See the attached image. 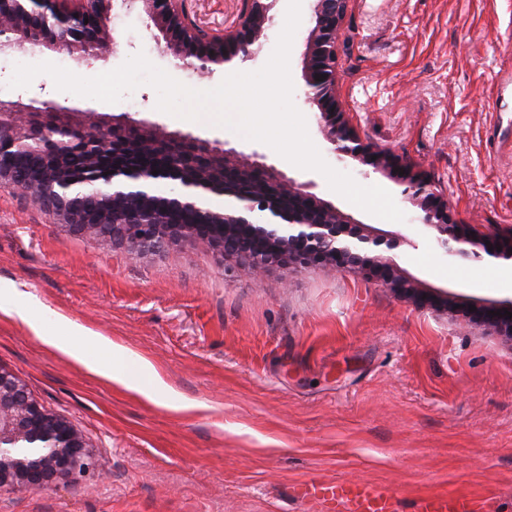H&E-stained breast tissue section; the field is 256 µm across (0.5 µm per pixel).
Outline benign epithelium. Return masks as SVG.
<instances>
[{
    "label": "benign epithelium",
    "instance_id": "7a95c632",
    "mask_svg": "<svg viewBox=\"0 0 512 512\" xmlns=\"http://www.w3.org/2000/svg\"><path fill=\"white\" fill-rule=\"evenodd\" d=\"M113 2L127 13L146 15L147 29L164 41L176 68L212 75L236 56L247 61L260 51L280 0H244L235 31L224 36L198 26L179 0H0V16L9 20L0 49L51 46L105 60L118 46ZM310 2L315 25L303 52L306 102L319 109L316 119L329 151L384 173L392 166L390 154L361 143L336 99V42L348 0ZM317 74L324 80H316ZM17 107L0 100V180L30 194L41 207L63 213L77 233L139 252L193 238L236 256L255 276L279 262L350 268L420 307L427 304L424 291L397 275L389 255L409 239L364 233L351 214L261 155L249 157L225 141L162 133L128 115L113 122L108 134L68 124L61 135L59 118L66 107L52 101L28 104L24 123L15 121ZM147 150L165 163L156 175L139 162ZM403 184L405 200L421 211L420 226L438 233L443 256L512 258V241L455 223L429 179L408 173ZM183 210L196 221L176 218ZM450 309L512 341V316L496 315L512 313V298L474 312L443 302L441 310ZM89 460L83 434L0 366V487L38 490L57 474L86 469Z\"/></svg>",
    "mask_w": 512,
    "mask_h": 512
}]
</instances>
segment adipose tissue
Listing matches in <instances>:
<instances>
[{
	"label": "adipose tissue",
	"mask_w": 512,
	"mask_h": 512,
	"mask_svg": "<svg viewBox=\"0 0 512 512\" xmlns=\"http://www.w3.org/2000/svg\"><path fill=\"white\" fill-rule=\"evenodd\" d=\"M66 327L72 332L73 341L51 336L47 339L48 344L90 371L127 388H136V381L126 370L128 362L134 359L132 351L74 322H67ZM90 346L96 349V356L87 354L86 349Z\"/></svg>",
	"instance_id": "1"
}]
</instances>
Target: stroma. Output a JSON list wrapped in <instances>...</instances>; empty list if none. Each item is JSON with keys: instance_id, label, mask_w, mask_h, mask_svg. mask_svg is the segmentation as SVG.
I'll list each match as a JSON object with an SVG mask.
<instances>
[{"instance_id": "obj_1", "label": "stroma", "mask_w": 512, "mask_h": 512, "mask_svg": "<svg viewBox=\"0 0 512 512\" xmlns=\"http://www.w3.org/2000/svg\"><path fill=\"white\" fill-rule=\"evenodd\" d=\"M219 33L242 0H185ZM290 71L293 102L317 148L305 100L304 0ZM118 51L86 60L45 48L0 51V99L67 106V119L108 129L123 115L168 133L219 138L300 181L364 224L417 238L395 252L400 277L447 290L460 305L512 297L506 260L442 259L435 231L396 180L428 176L457 223L512 236V0H348L336 43V97L361 141L397 157L371 184L402 222L373 216L269 146L210 119L157 110L148 85L105 103L58 91L38 75L9 88L15 64L44 61L93 77L144 53L199 90L208 76L172 68L142 15L118 14ZM24 302L33 321L14 311ZM71 320L137 356L128 370L155 400L92 373L46 344ZM148 360L154 373L141 370ZM0 365L84 435L92 466L34 491L0 488V512H323L293 498L309 479L382 482L408 497L463 492L512 512V342L487 326L415 303L349 269L288 264L254 280L237 259L181 240L155 252L106 249L62 216L0 182Z\"/></svg>"}]
</instances>
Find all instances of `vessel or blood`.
<instances>
[{
  "mask_svg": "<svg viewBox=\"0 0 512 512\" xmlns=\"http://www.w3.org/2000/svg\"><path fill=\"white\" fill-rule=\"evenodd\" d=\"M292 495L319 502L326 512H402L395 489L365 480L313 478L294 484ZM488 508L481 495L428 493L415 500L413 512H488Z\"/></svg>",
  "mask_w": 512,
  "mask_h": 512,
  "instance_id": "obj_1",
  "label": "vessel or blood"
}]
</instances>
